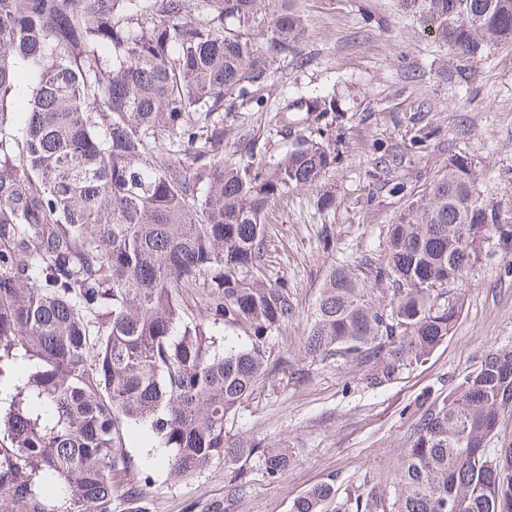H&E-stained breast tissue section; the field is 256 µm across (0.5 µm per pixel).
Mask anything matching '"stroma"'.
I'll list each match as a JSON object with an SVG mask.
<instances>
[{"label": "stroma", "mask_w": 512, "mask_h": 512, "mask_svg": "<svg viewBox=\"0 0 512 512\" xmlns=\"http://www.w3.org/2000/svg\"><path fill=\"white\" fill-rule=\"evenodd\" d=\"M297 7L308 30L302 65L278 68L256 98L224 115V155L233 160L253 153L271 163L296 139L316 135L338 152L320 183L288 190L266 216L267 276L287 284L296 305L274 343L294 359L330 263L382 249L385 226L404 200L380 190L373 174L383 153L405 151L419 129L437 135L388 179L417 195L448 155H466L481 199L512 224V46L472 62L460 85L440 73L445 51L400 16L393 0H298ZM317 95L333 98L335 111H308ZM326 198L335 207L321 209ZM327 230L335 241L329 251ZM464 293L453 335L386 388H366L353 367L326 362L244 404L229 430L289 449L293 463L280 479H268L254 460L243 493L229 496L234 466L216 460L177 478L161 461L163 449L148 448L144 433L132 429L130 475L153 477L142 488V512H289L294 499L330 477L336 499L324 512H337L365 473L392 468L409 447L419 397L447 392L487 352L512 345V244L485 248Z\"/></svg>", "instance_id": "35a3bbf8"}]
</instances>
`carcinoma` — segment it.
<instances>
[{
  "mask_svg": "<svg viewBox=\"0 0 512 512\" xmlns=\"http://www.w3.org/2000/svg\"><path fill=\"white\" fill-rule=\"evenodd\" d=\"M296 2L0 0V380L18 350L34 362L0 412V512H112L133 424L177 477L256 459L279 478L288 449L227 436L242 405L315 364L362 368L373 390L423 365L459 321L485 241H512L472 161L450 155L385 225L383 250L329 266L300 362L274 350L295 305L267 278L265 217L325 177L336 149L301 137L272 165L229 160L221 113L299 60ZM396 5L459 60L512 43V0ZM192 288L207 292L190 320ZM221 326L247 342L219 344ZM509 413L501 347L422 400L410 446L364 477L351 509L512 512V440L492 444ZM334 496L321 482L291 512H323Z\"/></svg>",
  "mask_w": 512,
  "mask_h": 512,
  "instance_id": "1",
  "label": "carcinoma"
}]
</instances>
